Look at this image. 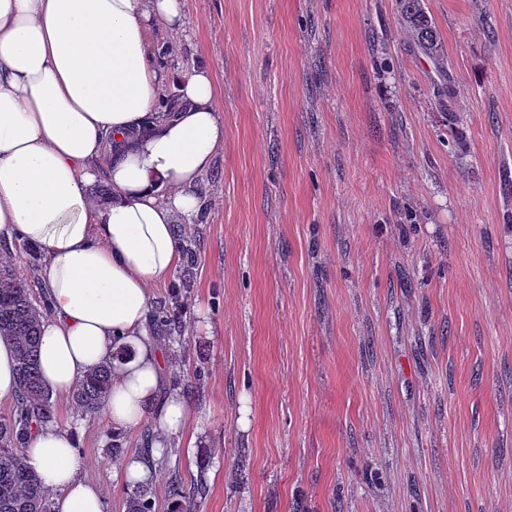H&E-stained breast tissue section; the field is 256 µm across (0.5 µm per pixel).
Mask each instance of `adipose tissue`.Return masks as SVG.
Segmentation results:
<instances>
[{"instance_id": "obj_1", "label": "adipose tissue", "mask_w": 512, "mask_h": 512, "mask_svg": "<svg viewBox=\"0 0 512 512\" xmlns=\"http://www.w3.org/2000/svg\"><path fill=\"white\" fill-rule=\"evenodd\" d=\"M185 0H0V241L44 256L50 313L40 340L42 378L71 394L113 365L104 417L120 434L150 423V451L121 460L127 483L154 473L190 419L151 321V290L178 266V227L197 221L200 188L224 146L208 66H162L150 23L180 31ZM177 112L160 111L168 86ZM112 187L110 205L91 191ZM73 427H34L28 463L53 512H105L84 481Z\"/></svg>"}]
</instances>
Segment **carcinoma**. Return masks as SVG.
Segmentation results:
<instances>
[{
    "label": "carcinoma",
    "instance_id": "1",
    "mask_svg": "<svg viewBox=\"0 0 512 512\" xmlns=\"http://www.w3.org/2000/svg\"><path fill=\"white\" fill-rule=\"evenodd\" d=\"M401 19L413 41L438 58L442 44L422 0H399ZM46 312L36 306L27 281L9 263H0V339L9 341L17 361L18 395L8 416H0V512H52V504L37 473L22 453L25 438L41 422H49L54 403L39 371L38 348ZM156 321L175 341L181 340L177 308H161ZM112 382V362L100 365L72 393L74 403L87 414L102 412ZM170 494L180 498L178 512H196L202 487L187 491L178 482ZM126 512H155L151 493L139 486L127 494Z\"/></svg>",
    "mask_w": 512,
    "mask_h": 512
}]
</instances>
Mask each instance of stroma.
Returning a JSON list of instances; mask_svg holds the SVG:
<instances>
[{"instance_id": "obj_1", "label": "stroma", "mask_w": 512, "mask_h": 512, "mask_svg": "<svg viewBox=\"0 0 512 512\" xmlns=\"http://www.w3.org/2000/svg\"><path fill=\"white\" fill-rule=\"evenodd\" d=\"M422 2L443 59L398 0H187L184 33L152 25L224 118L193 262L152 290L185 302L176 391L202 375L156 512L175 477L197 512H512V0ZM8 252L45 306L42 253ZM54 419L126 512L112 454L143 429ZM401 19L413 41L435 58L442 54V44L432 19L429 17L422 0H399Z\"/></svg>"}]
</instances>
